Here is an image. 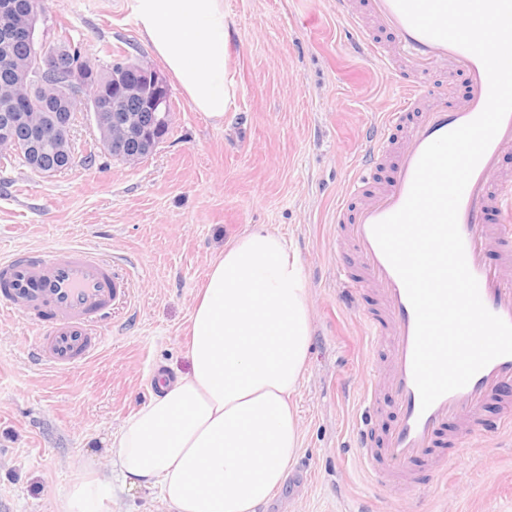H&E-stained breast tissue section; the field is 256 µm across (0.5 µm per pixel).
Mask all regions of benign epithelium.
Returning <instances> with one entry per match:
<instances>
[{
  "mask_svg": "<svg viewBox=\"0 0 512 512\" xmlns=\"http://www.w3.org/2000/svg\"><path fill=\"white\" fill-rule=\"evenodd\" d=\"M39 12L37 0H0V38L6 43H21L27 49L25 57L11 59L0 73V96L14 103L28 98L32 63L43 75L61 76L73 89L88 82L90 69L77 64L65 71L57 58L44 53ZM141 71L152 74L149 92L130 79L131 74ZM167 101L168 87L157 71L139 61L117 65L112 94L101 93L93 102L95 123L106 151L132 162L152 154L157 147L154 126L171 122ZM52 108L38 119L23 108L0 115V149L12 150L23 144L29 165L46 176L64 168L74 153L71 109L55 104Z\"/></svg>",
  "mask_w": 512,
  "mask_h": 512,
  "instance_id": "benign-epithelium-1",
  "label": "benign epithelium"
}]
</instances>
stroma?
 Masks as SVG:
<instances>
[{
  "label": "stroma",
  "instance_id": "stroma-1",
  "mask_svg": "<svg viewBox=\"0 0 512 512\" xmlns=\"http://www.w3.org/2000/svg\"><path fill=\"white\" fill-rule=\"evenodd\" d=\"M41 29L68 26L89 54L128 53L163 71L131 0H43ZM236 94L214 125L171 85L170 132L136 163L99 153L93 118L72 124L75 162L51 176L13 164L0 183V256L82 244L131 273L105 322V345L79 369L34 368L33 337L0 318V512H61L86 468L109 464L112 435L152 397L150 371L188 372L189 317L212 261L263 225L292 245L309 288L312 352L297 409L302 445L267 512H512V440L470 438L461 464L420 490L372 483L354 444L367 338L344 298L332 221L363 150L361 135L402 92L355 53L336 0H224Z\"/></svg>",
  "mask_w": 512,
  "mask_h": 512
}]
</instances>
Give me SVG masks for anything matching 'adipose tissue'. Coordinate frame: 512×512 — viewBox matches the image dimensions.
I'll return each instance as SVG.
<instances>
[{
	"label": "adipose tissue",
	"mask_w": 512,
	"mask_h": 512,
	"mask_svg": "<svg viewBox=\"0 0 512 512\" xmlns=\"http://www.w3.org/2000/svg\"><path fill=\"white\" fill-rule=\"evenodd\" d=\"M140 32L192 107L215 123L235 94L224 0H131ZM308 286L286 239L257 227L211 264L191 313L187 373H162L112 441L126 487L171 512H264L301 448L296 393L312 345ZM112 481L90 471L63 512H98Z\"/></svg>",
	"instance_id": "adipose-tissue-1"
}]
</instances>
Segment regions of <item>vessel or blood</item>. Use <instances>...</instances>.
<instances>
[{"instance_id":"obj_1","label":"vessel or blood","mask_w":512,"mask_h":512,"mask_svg":"<svg viewBox=\"0 0 512 512\" xmlns=\"http://www.w3.org/2000/svg\"><path fill=\"white\" fill-rule=\"evenodd\" d=\"M344 32L366 57L393 75L409 68L413 77L394 104L364 133V155L351 178L360 186L385 162L393 138H400L390 181L363 204L343 196L336 206L338 274L349 287L377 291V306L359 312L358 321L373 352L383 354L385 368H374L362 387V408L356 423L355 448L370 479L405 493L417 489L419 465L430 463L447 471L458 460L467 438L484 433L481 411L486 401L502 396L498 432L512 434V355L499 357L476 373L461 389L422 409L412 372L415 313L405 287L380 250L372 228L405 203L416 165L426 146L475 119L489 92L480 59L456 45L416 31L395 0H367L373 26H366L349 0H337ZM387 32L382 42L376 31ZM443 68L463 77V97L449 94L435 81ZM512 150V114L476 166L464 191L458 226L468 267L479 284L486 308L512 322V174L503 172L500 158ZM496 262H488V252ZM128 282L115 275L112 262L83 245L50 250H22L0 258V312L19 314L35 333L30 362L41 369H78L102 349L103 324L115 299L126 296ZM395 399L398 414L374 442L372 425L381 407L379 390Z\"/></svg>"}]
</instances>
